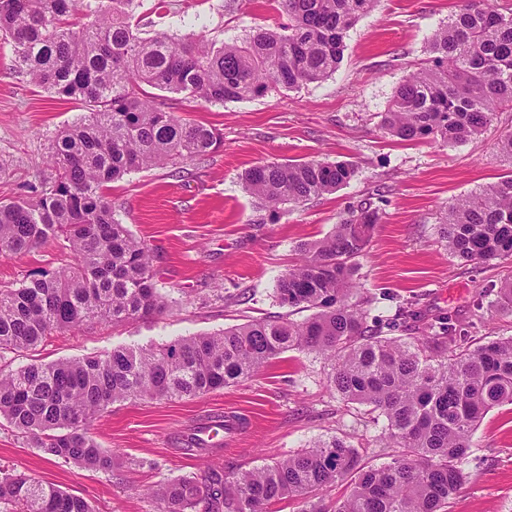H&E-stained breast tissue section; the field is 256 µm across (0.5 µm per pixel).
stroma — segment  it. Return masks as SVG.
I'll use <instances>...</instances> for the list:
<instances>
[{
	"mask_svg": "<svg viewBox=\"0 0 512 512\" xmlns=\"http://www.w3.org/2000/svg\"><path fill=\"white\" fill-rule=\"evenodd\" d=\"M143 0L135 14L148 31L210 42L242 39L280 21L271 0ZM460 0H378L346 38L343 60L330 78L264 98L211 105L166 94L171 112L214 127L221 148L183 168L157 166L110 183L115 216L151 248L157 287L168 309L126 324H96L51 336L37 352L46 363L91 356L119 346L169 342L214 333L282 314L275 286L295 265L301 243L331 233L360 201L380 213L357 277L383 320L399 305L420 302L430 313L480 311L469 335L485 341L512 336V316L494 311L506 273L499 265H466L448 255L437 234L441 212L455 199L512 172L498 154V135L512 130L500 114L482 136L464 144L395 141L379 126L398 85L425 67L428 42ZM81 114L80 105L29 83L13 71L12 48L0 38V199L51 179V144ZM320 159L357 168L349 185L295 207L281 206L276 222L242 185L245 169ZM52 240L17 257H0V287L65 263ZM320 357L290 350L235 386L193 400L124 401L112 405L92 434L112 451L111 471L48 458L0 423V462L85 498L95 512H156L153 494L171 480L210 468L243 472L334 436L353 444L374 465L387 462L370 416L346 407L330 390ZM232 409L246 429L226 448L199 460L176 440L201 419ZM465 479L448 512H512V405L489 411L471 438Z\"/></svg>",
	"mask_w": 512,
	"mask_h": 512,
	"instance_id": "35a3bbf8",
	"label": "stroma"
}]
</instances>
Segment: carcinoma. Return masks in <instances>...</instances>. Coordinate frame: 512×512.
Masks as SVG:
<instances>
[{
	"label": "carcinoma",
	"mask_w": 512,
	"mask_h": 512,
	"mask_svg": "<svg viewBox=\"0 0 512 512\" xmlns=\"http://www.w3.org/2000/svg\"><path fill=\"white\" fill-rule=\"evenodd\" d=\"M141 0H0V33L15 72L80 102L83 115L57 134L55 170L28 195L0 201V256L61 239L70 261L0 289V418L34 448L65 463L112 469V453L92 436L116 402L193 399L255 375L288 350L322 356L330 389L384 424L375 441L381 465L363 461L344 439L321 440L286 458L234 475L203 470L170 481L159 512H265L285 499L312 501L327 487L348 492L329 512H447L464 479L471 435L483 416L512 404V337L478 343L453 314L419 303L394 317L421 331L420 345L368 325L370 299L354 279L380 217L362 202L325 237L301 246L300 262L277 281L279 304L313 314L251 320L220 333L44 363L34 352L49 337L97 323L161 315L147 244L114 217L104 187L158 165L177 166L217 151L223 135L166 111L144 87L210 104L245 101L320 82L336 72L345 38L377 0H272L287 17L242 43H205L134 22ZM88 11L94 21L73 22ZM430 65L394 92L380 127L408 143L460 144L512 112V12L496 0H463L429 41ZM356 168L324 160L267 163L241 176L245 190L275 221L350 183ZM439 233L448 253L469 264L512 261V174L456 199ZM496 312L512 315V270ZM26 359L14 367L5 356ZM183 452L212 447L196 437ZM0 512H94L82 497L0 465Z\"/></svg>",
	"instance_id": "carcinoma-1"
}]
</instances>
